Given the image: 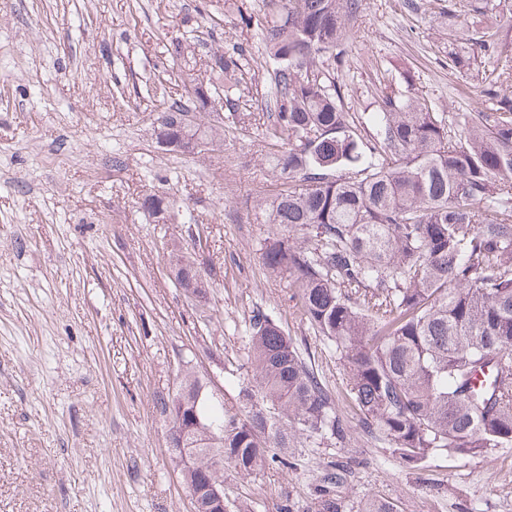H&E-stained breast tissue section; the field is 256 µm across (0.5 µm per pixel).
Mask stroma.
<instances>
[{
	"label": "stroma",
	"mask_w": 512,
	"mask_h": 512,
	"mask_svg": "<svg viewBox=\"0 0 512 512\" xmlns=\"http://www.w3.org/2000/svg\"><path fill=\"white\" fill-rule=\"evenodd\" d=\"M245 5L244 20L231 0H0V512H190L158 402L190 369L242 413L259 310L338 400L335 346L261 261L276 104L266 7ZM486 27L496 52H470L496 80L478 93L448 53ZM216 52L246 60L238 106L197 115L221 121L222 145L162 149L161 99H185ZM323 67L357 127L412 89L458 134L466 115L512 98V0H361ZM150 194L171 198L170 223L142 208ZM179 255L208 274L205 304L174 284ZM337 412L344 437L296 436L287 468L225 469L228 512H320L327 498L341 512L373 498L398 512H512V447L439 453L421 470Z\"/></svg>",
	"instance_id": "1"
}]
</instances>
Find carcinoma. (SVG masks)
<instances>
[{
    "instance_id": "carcinoma-1",
    "label": "carcinoma",
    "mask_w": 512,
    "mask_h": 512,
    "mask_svg": "<svg viewBox=\"0 0 512 512\" xmlns=\"http://www.w3.org/2000/svg\"><path fill=\"white\" fill-rule=\"evenodd\" d=\"M276 121L266 129L277 191L261 259L290 279L294 308L340 354L345 399L402 461L512 447V100L474 112L455 140L425 98L387 95L367 159L330 72L359 0H265ZM240 58L219 55L225 106L241 98ZM255 388L245 418L211 406L185 372L162 410L186 440L250 474L285 464L291 433L343 436L335 404L281 327L252 316ZM481 375L485 382L475 383Z\"/></svg>"
}]
</instances>
